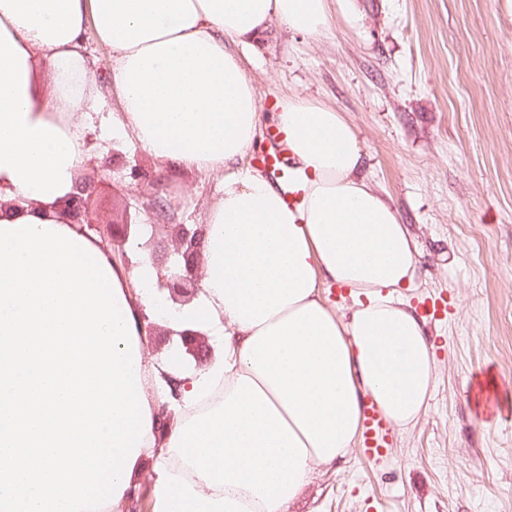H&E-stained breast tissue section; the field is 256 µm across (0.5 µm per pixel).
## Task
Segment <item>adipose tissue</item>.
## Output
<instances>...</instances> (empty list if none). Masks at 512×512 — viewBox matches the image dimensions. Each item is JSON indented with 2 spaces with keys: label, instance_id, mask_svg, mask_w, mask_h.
Wrapping results in <instances>:
<instances>
[{
  "label": "adipose tissue",
  "instance_id": "ef3b65f1",
  "mask_svg": "<svg viewBox=\"0 0 512 512\" xmlns=\"http://www.w3.org/2000/svg\"><path fill=\"white\" fill-rule=\"evenodd\" d=\"M275 19L323 34L328 0H0V512L119 506L148 458L155 512H287L314 467L350 453L366 401L401 433L425 413L434 345L400 297L416 245L363 176L354 127L289 98L274 114L287 175L237 172L262 111L228 46ZM89 29L112 51L123 129L159 163L225 174L202 291L177 313L152 295L148 261L132 289L56 209L88 154ZM330 286L345 313L324 300ZM152 315L208 333L217 352L199 369L148 365Z\"/></svg>",
  "mask_w": 512,
  "mask_h": 512
}]
</instances>
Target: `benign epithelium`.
Instances as JSON below:
<instances>
[{"label":"benign epithelium","instance_id":"7a95c632","mask_svg":"<svg viewBox=\"0 0 512 512\" xmlns=\"http://www.w3.org/2000/svg\"><path fill=\"white\" fill-rule=\"evenodd\" d=\"M89 194L87 187L78 186L76 192L60 200L58 210L68 214L76 224H85L91 230L98 226L88 211ZM112 228V244L123 246L131 234V221L128 216L120 220L107 223ZM205 225L197 224L191 228L185 224L177 225L172 239V254L174 259L171 265H163L157 261L153 267L157 272L158 289L168 292L170 300L175 305H183L194 298L201 289L202 275L199 272L201 259V245L204 238ZM185 352L201 364L209 357L211 351L199 341L201 332L198 330H185L179 333Z\"/></svg>","mask_w":512,"mask_h":512}]
</instances>
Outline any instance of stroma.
Here are the masks:
<instances>
[{
  "mask_svg": "<svg viewBox=\"0 0 512 512\" xmlns=\"http://www.w3.org/2000/svg\"><path fill=\"white\" fill-rule=\"evenodd\" d=\"M330 26L305 36L272 22L232 45L264 114L300 96L341 112L363 146V173L418 248L402 297L449 300L425 319L435 383L416 426L379 460L352 449L315 467L288 512H512V0H329ZM98 97L80 170L92 217L139 223V242L202 224L220 172L164 165L119 126L112 53L86 32ZM146 177L133 179L132 169ZM168 204L159 224L152 195ZM482 371L498 382L477 394Z\"/></svg>",
  "mask_w": 512,
  "mask_h": 512,
  "instance_id": "obj_1",
  "label": "stroma"
}]
</instances>
